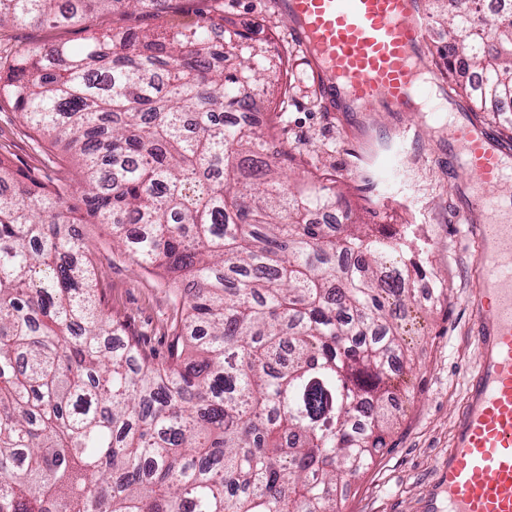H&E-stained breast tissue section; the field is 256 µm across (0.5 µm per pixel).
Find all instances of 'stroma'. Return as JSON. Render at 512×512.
<instances>
[{
	"label": "stroma",
	"instance_id": "35a3bbf8",
	"mask_svg": "<svg viewBox=\"0 0 512 512\" xmlns=\"http://www.w3.org/2000/svg\"><path fill=\"white\" fill-rule=\"evenodd\" d=\"M275 0H173L162 14L101 13L86 26L6 25L0 28V62L21 47L81 43L86 27L117 31L162 29L194 16L224 17L263 29L272 53L290 59V91L273 116L275 142L294 156L291 177L324 171L366 224H411L429 249V263L445 298L425 304L405 339L415 358L399 379L407 396L387 438L388 446L363 475L343 488L342 512H428L439 497V476L452 444L454 422L467 400L477 349L471 294L476 245L469 223L459 220L453 191L464 178L448 163V124L412 112H324L304 52L278 15ZM419 126L414 145L402 132ZM62 145L38 135L8 100H0V157L14 168L46 179H74ZM97 246L98 279L114 317L146 350L164 356L172 330L173 293L161 269H142L112 253V227L85 224Z\"/></svg>",
	"mask_w": 512,
	"mask_h": 512
}]
</instances>
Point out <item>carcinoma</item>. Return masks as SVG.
<instances>
[{"mask_svg":"<svg viewBox=\"0 0 512 512\" xmlns=\"http://www.w3.org/2000/svg\"><path fill=\"white\" fill-rule=\"evenodd\" d=\"M168 2L0 0V27ZM454 2L438 51L481 80L450 90L512 127V16ZM266 53L190 19L0 66V97L79 165L76 188L0 158V512H340L386 448L421 256L406 228L310 222L335 180L283 178L273 126L224 121L276 110ZM86 219L189 294L164 358L112 317Z\"/></svg>","mask_w":512,"mask_h":512,"instance_id":"obj_1","label":"carcinoma"}]
</instances>
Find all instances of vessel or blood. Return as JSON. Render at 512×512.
I'll list each match as a JSON object with an SVG mask.
<instances>
[{"label": "vessel or blood", "instance_id": "vessel-or-blood-1", "mask_svg": "<svg viewBox=\"0 0 512 512\" xmlns=\"http://www.w3.org/2000/svg\"><path fill=\"white\" fill-rule=\"evenodd\" d=\"M311 64L328 112H440L441 81L426 52L423 0H277ZM448 157L466 174L459 215L491 214L476 225L473 298L477 368L441 475L448 512H512V224L487 189L512 172V150L482 121L448 127Z\"/></svg>", "mask_w": 512, "mask_h": 512}]
</instances>
